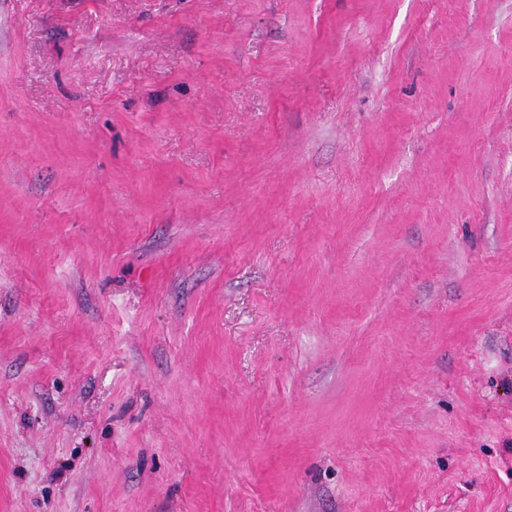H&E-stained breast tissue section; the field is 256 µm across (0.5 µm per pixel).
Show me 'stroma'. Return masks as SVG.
I'll use <instances>...</instances> for the list:
<instances>
[{"label":"stroma","instance_id":"stroma-1","mask_svg":"<svg viewBox=\"0 0 512 512\" xmlns=\"http://www.w3.org/2000/svg\"><path fill=\"white\" fill-rule=\"evenodd\" d=\"M0 512H512V0H0Z\"/></svg>","mask_w":512,"mask_h":512}]
</instances>
